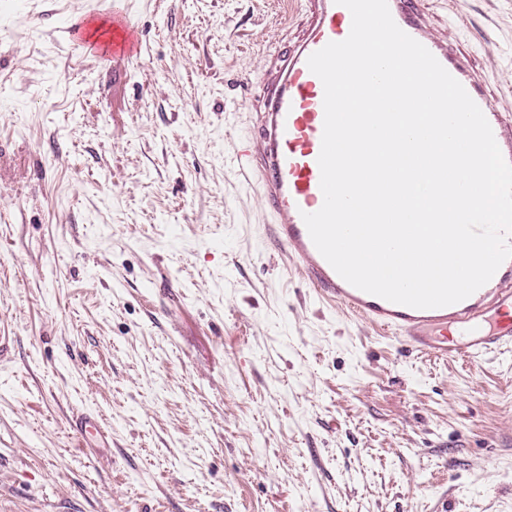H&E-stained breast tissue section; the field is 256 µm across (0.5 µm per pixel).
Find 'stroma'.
<instances>
[{
	"label": "stroma",
	"mask_w": 512,
	"mask_h": 512,
	"mask_svg": "<svg viewBox=\"0 0 512 512\" xmlns=\"http://www.w3.org/2000/svg\"><path fill=\"white\" fill-rule=\"evenodd\" d=\"M125 7L114 59L112 0H0V512H512V351L323 303L238 174L301 0ZM424 8L512 120V0Z\"/></svg>",
	"instance_id": "1"
}]
</instances>
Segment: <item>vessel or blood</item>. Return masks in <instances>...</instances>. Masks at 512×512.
Here are the masks:
<instances>
[{"mask_svg": "<svg viewBox=\"0 0 512 512\" xmlns=\"http://www.w3.org/2000/svg\"><path fill=\"white\" fill-rule=\"evenodd\" d=\"M307 24L301 39L270 60L252 108L253 133L235 152L240 172L252 173L247 188L260 195L274 236L304 282L348 314L394 335L428 357L471 359L512 345V258L492 279L453 305L416 309L389 302L346 282L315 247L302 219L323 204L318 157L324 126V87L307 65L309 56L348 37L352 16L335 0H305ZM395 23L424 45L465 88L488 120L504 158L512 163V123L487 97L469 63L434 37L422 0H388Z\"/></svg>", "mask_w": 512, "mask_h": 512, "instance_id": "obj_1", "label": "vessel or blood"}]
</instances>
